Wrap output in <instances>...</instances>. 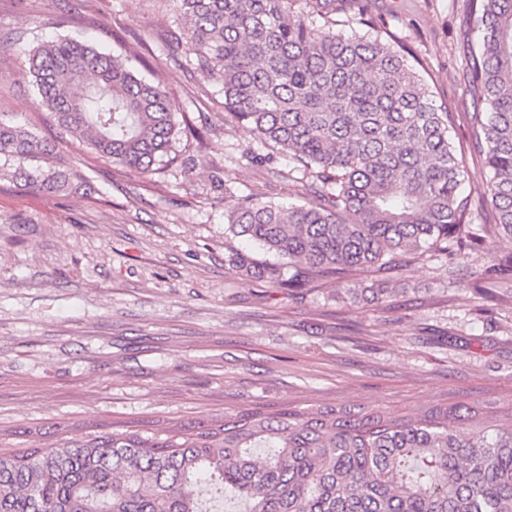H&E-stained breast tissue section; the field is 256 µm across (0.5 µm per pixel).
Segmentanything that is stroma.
Wrapping results in <instances>:
<instances>
[{
    "label": "stroma",
    "instance_id": "obj_1",
    "mask_svg": "<svg viewBox=\"0 0 512 512\" xmlns=\"http://www.w3.org/2000/svg\"><path fill=\"white\" fill-rule=\"evenodd\" d=\"M464 4L369 0L368 11L455 113L475 194L489 174L467 148L476 94ZM172 26L170 0H0V113H22L95 185L67 197L0 183V446L207 423L255 406L408 415L462 401L512 411V277L485 274L511 242L487 240L453 272L441 255L414 261L395 273L407 290L387 309L338 301L331 281L290 292L228 269L229 249L249 245L225 232V190L319 200L289 179L287 158H243L257 140L171 40ZM57 35L129 60L149 47L145 76L200 138L177 137L174 163L143 177L61 133L36 103L27 64L29 49Z\"/></svg>",
    "mask_w": 512,
    "mask_h": 512
}]
</instances>
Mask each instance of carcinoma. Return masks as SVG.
<instances>
[{
	"label": "carcinoma",
	"instance_id": "obj_1",
	"mask_svg": "<svg viewBox=\"0 0 512 512\" xmlns=\"http://www.w3.org/2000/svg\"><path fill=\"white\" fill-rule=\"evenodd\" d=\"M202 79L261 146L287 155L321 203L225 190L226 231L274 260L229 251L228 269L277 288L332 277L336 297L382 305L391 270L425 255L448 273L484 235L512 241V0H466L478 32L468 83L473 150L489 170L495 223L471 227L455 115L370 18L344 38L336 16L364 0H172ZM38 103L87 147L140 174L169 157L177 107L121 58L70 38L29 51ZM51 193L90 191L89 176L11 112L0 113V179ZM358 272L367 284L348 285ZM512 512V413L465 402L415 415L261 407L177 430L100 431L0 453V512Z\"/></svg>",
	"mask_w": 512,
	"mask_h": 512
}]
</instances>
